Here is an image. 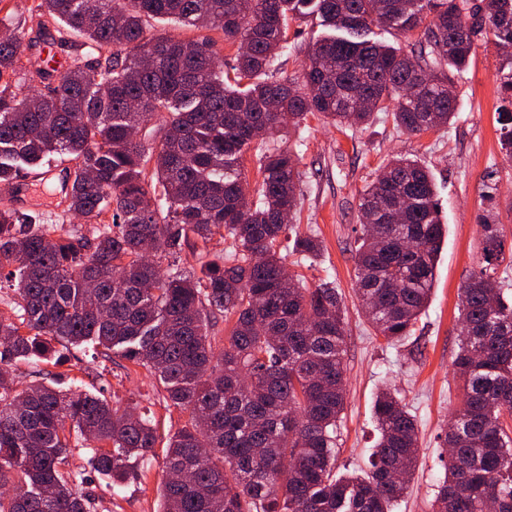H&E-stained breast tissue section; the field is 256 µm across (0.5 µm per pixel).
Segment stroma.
Here are the masks:
<instances>
[{"instance_id": "stroma-1", "label": "stroma", "mask_w": 512, "mask_h": 512, "mask_svg": "<svg viewBox=\"0 0 512 512\" xmlns=\"http://www.w3.org/2000/svg\"><path fill=\"white\" fill-rule=\"evenodd\" d=\"M314 30L308 20L291 25L288 49L276 62L277 79L300 77ZM510 70L512 62L493 44H479L468 65L454 76L457 114L439 132L406 135L382 113L356 130L340 129L310 115L299 129L276 140L278 147L298 153L303 181L299 229L317 233L323 242L314 261L288 253L285 263L308 285L325 277L334 281L345 306L347 403L338 428L337 473L365 468L378 438L372 405L383 386L397 389L417 420L418 459L410 487L394 512H431L436 487L444 477L441 437L464 398L452 366L460 329L458 295L479 251L477 222L484 208V183L495 187L505 244L512 246V161L499 144L500 115L512 113V103L500 94L499 79ZM396 154L418 157L431 169L447 233L429 306L412 336L392 346L375 336L359 306L354 256L361 232L359 194ZM67 357L64 365H45L44 382L57 383L65 391L102 394L121 408L139 404L163 437L184 425L186 413L170 406L161 385L145 368L119 357L104 358L89 345L70 349ZM163 458V447H156L146 478L130 481L121 490H112L93 473L77 491L91 498L92 512H158Z\"/></svg>"}]
</instances>
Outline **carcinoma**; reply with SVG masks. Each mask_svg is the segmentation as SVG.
Segmentation results:
<instances>
[{
    "label": "carcinoma",
    "mask_w": 512,
    "mask_h": 512,
    "mask_svg": "<svg viewBox=\"0 0 512 512\" xmlns=\"http://www.w3.org/2000/svg\"><path fill=\"white\" fill-rule=\"evenodd\" d=\"M457 26L448 25V14ZM313 14L327 32L312 51L303 90L268 77L288 48V27ZM168 21L245 39L232 72L211 63L217 42L153 31ZM59 37L42 44L80 47L56 72L36 65L15 74L32 46L29 30ZM417 34L409 56L370 38L373 28ZM492 36L512 58V0H32L27 15L0 17V186L24 171L69 163L63 213L94 225L87 236L43 224L34 211L0 207V284L12 295L0 314V363H62L63 348L92 343L150 371L173 406L188 414L168 435L160 512H392L411 473L418 427L398 393L373 403L378 439L361 475H336L337 423L345 408V315L333 283L285 278L280 244L303 260L323 249L293 224L300 200L294 155L270 145L283 118L300 127L317 114L362 128L377 112L397 130H442L456 115L452 71ZM155 59L144 66L139 53ZM143 102L134 112L130 103ZM160 116L152 140L135 138ZM252 155L258 179L249 184ZM364 227L355 278L364 315L387 344L401 342L427 308L446 227L432 172L394 156L361 193ZM482 261L459 307L453 361L465 394L445 443L454 449L433 512H512V304L483 282L496 278L502 228L486 210L478 224ZM221 231L224 254L199 253L201 276L176 255ZM418 249L409 252L404 240ZM233 321L213 347L207 322ZM90 452L91 470L116 486L139 476L158 442L156 425L105 397L39 383L19 387L0 369V512H91L74 491L84 473L67 469L69 434Z\"/></svg>",
    "instance_id": "cac0c4a2"
}]
</instances>
